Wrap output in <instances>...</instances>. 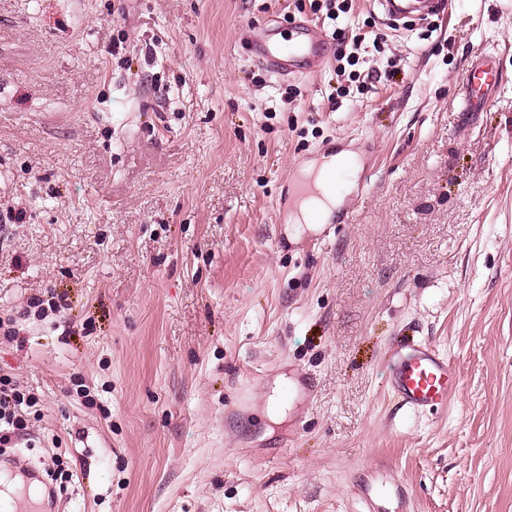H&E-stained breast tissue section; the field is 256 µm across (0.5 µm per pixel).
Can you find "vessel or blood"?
Masks as SVG:
<instances>
[{"instance_id":"1","label":"vessel or blood","mask_w":512,"mask_h":512,"mask_svg":"<svg viewBox=\"0 0 512 512\" xmlns=\"http://www.w3.org/2000/svg\"><path fill=\"white\" fill-rule=\"evenodd\" d=\"M327 55L323 39L305 22L298 23L285 41L277 38L275 28H267L253 48L255 61L281 76L300 68L315 72ZM497 81L498 74L489 59L473 63L464 97L465 109L480 104ZM388 388L409 410L444 409L459 392V373L452 360L431 344L397 346L389 350Z\"/></svg>"}]
</instances>
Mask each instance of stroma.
<instances>
[{"label": "stroma", "instance_id": "1", "mask_svg": "<svg viewBox=\"0 0 512 512\" xmlns=\"http://www.w3.org/2000/svg\"><path fill=\"white\" fill-rule=\"evenodd\" d=\"M292 0H0V375L34 393L0 471L59 459L57 512H364L384 464L403 512H512V0L385 20L339 107L256 64ZM500 82L461 101L475 59ZM369 168L306 248L293 182ZM61 295L64 311L29 303ZM429 342L461 389L433 414L386 385ZM313 388L269 418L289 372Z\"/></svg>", "mask_w": 512, "mask_h": 512}]
</instances>
